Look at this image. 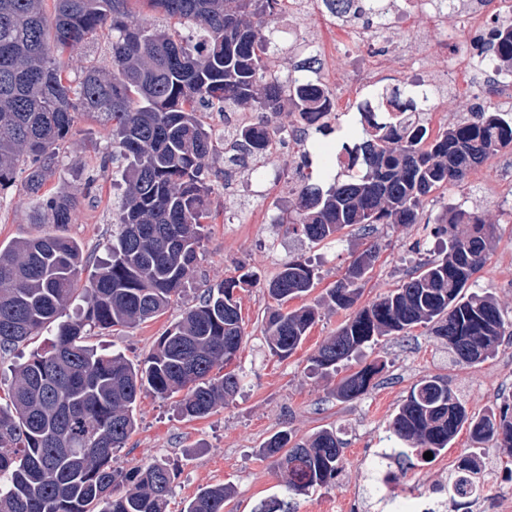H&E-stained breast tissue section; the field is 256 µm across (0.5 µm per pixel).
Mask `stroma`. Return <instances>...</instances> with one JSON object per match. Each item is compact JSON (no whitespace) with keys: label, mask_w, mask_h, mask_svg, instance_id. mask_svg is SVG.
Returning <instances> with one entry per match:
<instances>
[{"label":"stroma","mask_w":512,"mask_h":512,"mask_svg":"<svg viewBox=\"0 0 512 512\" xmlns=\"http://www.w3.org/2000/svg\"><path fill=\"white\" fill-rule=\"evenodd\" d=\"M273 25L282 47L276 57L278 72L288 73L308 61L313 76L342 74V82L329 87L339 111L328 139L333 143L345 139L357 128L347 106L359 69L358 59L349 51L345 24L333 17L321 0H313L305 17L279 15ZM307 35L324 46V54L313 59L291 50L297 37ZM108 143L109 132L101 121L78 116L61 152L60 166L48 183L51 190L65 189L82 196L68 225L58 228L30 223L32 201L22 196L18 186L0 189V246L58 231L81 244L88 260L86 269L94 271L107 254L121 193L111 172L100 169ZM313 149V142L291 138L270 147L257 170L237 169L234 185L216 179L211 201L217 218L205 227L197 274L188 288L157 319L116 331L98 329L87 338L89 345L122 352L134 361L144 359L184 309L195 304L206 289L223 283L236 267H246L257 277L238 292L245 337L237 359L242 381L236 396L208 416L189 420L177 414L173 399L143 394L135 431L124 448L112 455V466L118 470L157 459L167 461L177 473L167 512H183L190 498L216 484L233 489L224 512H254L262 501L274 497L287 499L288 512H323L324 504L336 497L345 501L347 512H380L372 464L377 452L390 447L389 420L417 382L432 375L447 377L449 388L475 413L512 404V345L501 346L495 356L478 365H459L452 363L445 341L434 336L428 326L379 338L335 374L312 371V356L348 317L345 311L321 304L319 298L364 246L362 231L356 226L341 231L336 242L316 244L287 225L274 223V216L296 208L297 190L304 181L320 180L319 166L303 160ZM508 163L512 164V149L490 157L464 183L431 193L423 200L421 223L378 225L373 239L380 253L365 281L360 305L402 285L420 263L416 243L429 250L437 246L426 220L434 219L445 206L460 203L477 209L487 223L499 228L493 253L475 276L472 289L492 295L512 320V264L506 261L512 254V189L504 184L502 171ZM92 173L98 175L99 185L88 193L84 183ZM297 257L312 260L320 282L308 296L290 301L289 306H317L318 317L303 343L288 357L279 358L270 353L265 338L263 318L272 301L264 285L285 262ZM370 363L381 364L382 369L369 392L350 402L337 400L335 389L341 377ZM323 428L335 429L345 444L339 473L334 481L312 487L305 494H287L284 477L263 456L262 444L283 429L304 440ZM473 448L468 431L463 430L431 463L394 453L387 464L400 486L428 485L441 481Z\"/></svg>","instance_id":"1"}]
</instances>
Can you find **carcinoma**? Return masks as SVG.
<instances>
[{
    "label": "carcinoma",
    "instance_id": "carcinoma-1",
    "mask_svg": "<svg viewBox=\"0 0 512 512\" xmlns=\"http://www.w3.org/2000/svg\"><path fill=\"white\" fill-rule=\"evenodd\" d=\"M132 0H0V187L24 177L21 191L36 200L33 224H68L76 194L44 190L60 165V151L79 114L109 125L111 152L123 160L125 185L118 231L108 259L82 278L81 245L59 234L18 238L0 248V353L11 352L46 330L50 344L13 367L6 406H0V512H166L175 474L161 461L117 470L112 452L135 431L141 393L176 401L184 417L202 418L237 393L239 378L229 369L244 338L237 291L252 281L244 267L209 288L179 321L160 336L153 352L135 364L120 352L87 344L96 328L134 327L162 315L194 276L204 225L214 219L210 195L218 178L209 160L218 153L203 120L216 110L254 113L256 124L285 105L294 117L326 112L330 94L302 83L304 67L280 76L268 56L279 50L271 16L280 0H141L150 10L202 32L196 42L172 26L140 22ZM345 23L384 17L383 0H324ZM110 40V66L90 61L70 79L65 54L100 35ZM483 61L512 69V23L495 25L474 44ZM423 109L398 86L366 105L357 141L341 144L348 180L306 183L291 224L312 242L336 239L360 225L416 224L423 199L442 186L459 185L489 156L512 147V113L479 106L476 122L464 121L429 137ZM234 149L224 166L239 167L265 153L252 127L224 129ZM436 232L448 239L443 256L422 264L401 287L356 307L362 282L377 259L371 244L354 258L322 301L351 311L336 334L312 357L324 375L355 359L382 336L432 326L448 343L457 364L476 365L512 339L507 320L491 295L468 292L473 276L489 259L496 225L462 206L436 218ZM467 231L460 235L459 225ZM316 268L305 259L285 263L265 288L277 307L265 332L277 356L292 353L314 325L317 309L282 306L318 285ZM76 316H67L70 307ZM379 367L362 366L336 386L340 401L366 394ZM479 444L512 455V407L476 415L448 387L429 376L411 388L389 422V437L404 453L426 462L462 428ZM344 443L322 429L306 441L288 430L274 434L263 454L285 475L286 490L301 494L336 478ZM461 466L475 492L477 457ZM231 488L199 492L183 512H224Z\"/></svg>",
    "mask_w": 512,
    "mask_h": 512
}]
</instances>
